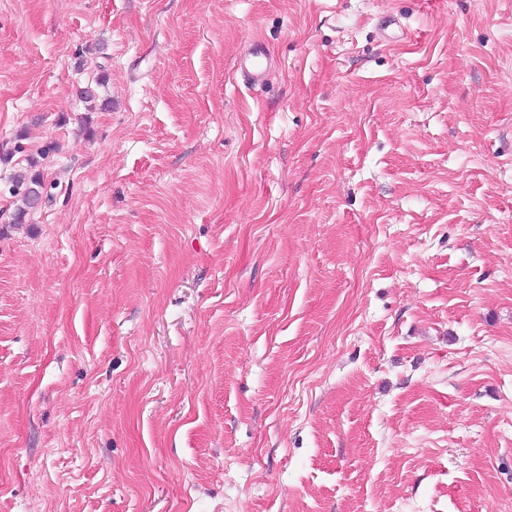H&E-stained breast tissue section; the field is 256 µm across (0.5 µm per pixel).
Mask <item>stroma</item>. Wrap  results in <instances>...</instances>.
<instances>
[{"label":"stroma","mask_w":512,"mask_h":512,"mask_svg":"<svg viewBox=\"0 0 512 512\" xmlns=\"http://www.w3.org/2000/svg\"><path fill=\"white\" fill-rule=\"evenodd\" d=\"M0 512H512V0H0ZM269 53L261 41H253L237 60L235 77L247 85H259L266 81ZM18 182L21 183V185H25V189L20 198L21 205L18 207L16 220H20L30 208L34 207V200L39 198L41 195L40 189L42 188L40 176L38 175L28 177L27 174H19Z\"/></svg>","instance_id":"35a3bbf8"}]
</instances>
